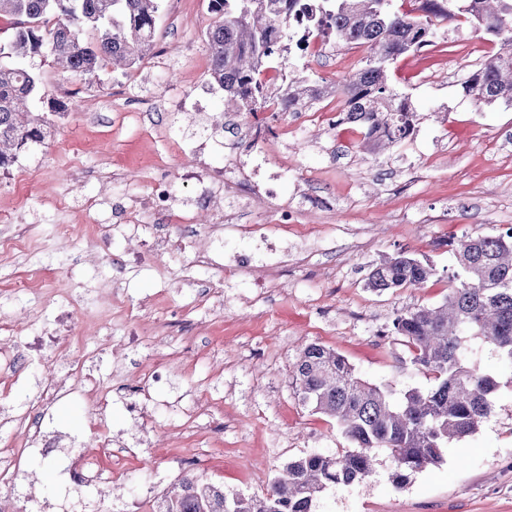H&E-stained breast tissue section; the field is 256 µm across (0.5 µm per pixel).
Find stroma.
Listing matches in <instances>:
<instances>
[{
	"instance_id": "obj_1",
	"label": "stroma",
	"mask_w": 512,
	"mask_h": 512,
	"mask_svg": "<svg viewBox=\"0 0 512 512\" xmlns=\"http://www.w3.org/2000/svg\"><path fill=\"white\" fill-rule=\"evenodd\" d=\"M211 22L204 0H182L175 14L161 7L151 52L125 73L107 69L88 80L60 73L46 54L30 61L42 80L34 109L50 111L60 98L70 110L47 143L19 155L22 164L32 155L40 161L27 201L0 187V211L14 214L18 226H33L42 242L29 254L0 255V278L40 260L50 265V285L79 297L83 311L73 321L70 349L79 356L103 349L102 373L119 366L105 427L132 450L114 496L106 488L76 489L62 461L22 450L15 431L0 432V448L22 451L19 492L42 512L84 500L95 512H143L144 499L170 490L185 470L228 494L258 493L286 460L346 447L335 422L295 394L300 348L316 342L334 349L375 383L429 388L432 376L413 363L405 338L391 334L392 319L448 294L452 241L512 226V105H479L463 90L493 44L473 22L458 29L446 21L437 24L432 45L398 57L387 72L391 89L413 108L410 135L397 147L380 155L363 150L364 129L336 112L332 92L314 106L335 111V126L316 120L304 134L263 142L266 165L286 167L290 177L268 204L242 210L238 221L274 224L285 204L297 209V223L283 241L240 233L209 242L220 256H249L262 277L200 271L189 288L180 256L152 268L128 264L129 197L146 192L153 177L186 166L174 130L200 133L224 102L223 91H213L197 116L175 104L207 81L203 35ZM367 57L363 49L290 52L286 68L332 88ZM71 145L96 178L76 179ZM62 194L70 206L58 212L51 202ZM55 224L71 225L72 238L57 239ZM105 234L112 261L98 268L90 254ZM399 252L429 262L434 275L417 288L367 289L371 267ZM133 328L143 339L135 351L125 341ZM478 363L497 375L501 389L474 435L450 442L443 463L415 473L401 490L389 481V459L380 456L373 477L328 489L316 512H512V367L489 345ZM155 369L165 380L137 417L129 408L135 388ZM48 373L47 364L33 361L21 366L17 383L0 380V408L37 415L33 398ZM188 398L201 406L192 434L177 429ZM96 413L95 398H72L53 408L47 429L89 443L105 428Z\"/></svg>"
}]
</instances>
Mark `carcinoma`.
I'll list each match as a JSON object with an SVG mask.
<instances>
[{
    "label": "carcinoma",
    "instance_id": "cac0c4a2",
    "mask_svg": "<svg viewBox=\"0 0 512 512\" xmlns=\"http://www.w3.org/2000/svg\"><path fill=\"white\" fill-rule=\"evenodd\" d=\"M162 0H0V16L19 19L0 46V166L29 144L44 139L53 112L32 111L37 75L26 59L43 53L74 76L93 78L112 66L130 69L151 50ZM393 0H208L214 21L205 33L208 80L224 89L225 111L254 110L266 98L259 67L274 52L270 33L294 21L304 35L317 32L346 45H362L366 64L336 87L347 120L366 128L375 152L402 142L411 128L407 99L387 85V65L430 43L435 22L457 14L501 41L471 73L464 92L476 103H512V0H425L426 19L393 9ZM306 81L288 78L280 99H316ZM458 269L438 305L402 312L392 333L412 347L413 362L427 369L434 386L403 393L363 379L336 351L305 345L293 367L302 405L335 421L349 447L307 452L283 463L260 494L229 496L224 487L189 471L156 503L155 512H315L328 488L361 482L375 473L377 456L391 462L389 479L404 488L412 475L443 461L448 442L476 433L493 409L497 378L482 371L478 345L493 346L512 366V231L467 237L455 244ZM432 267L406 252L386 257L370 271L366 286L382 293L424 284Z\"/></svg>",
    "mask_w": 512,
    "mask_h": 512
}]
</instances>
